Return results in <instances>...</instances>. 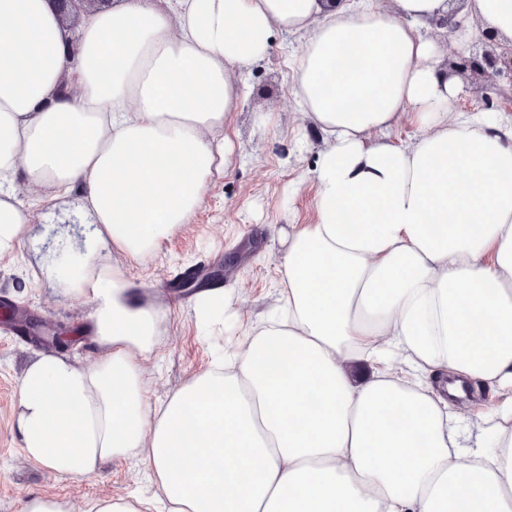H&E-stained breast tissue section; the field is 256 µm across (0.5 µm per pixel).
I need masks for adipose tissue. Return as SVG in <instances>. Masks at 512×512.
<instances>
[{
    "label": "adipose tissue",
    "mask_w": 512,
    "mask_h": 512,
    "mask_svg": "<svg viewBox=\"0 0 512 512\" xmlns=\"http://www.w3.org/2000/svg\"><path fill=\"white\" fill-rule=\"evenodd\" d=\"M449 0H112L70 44L50 0H0V257L44 203L80 190L111 264L64 284L94 305L95 361L40 356L19 379L23 454L88 477L144 463L159 493L78 512H512V114L466 92L425 37ZM466 10L512 40V0ZM316 220L293 225L276 303L212 368L159 403L161 313L124 261L153 259L226 164L243 71L274 31ZM76 94L62 91L64 83ZM416 133L393 141L402 120ZM503 402L455 411L443 378Z\"/></svg>",
    "instance_id": "ef3b65f1"
}]
</instances>
